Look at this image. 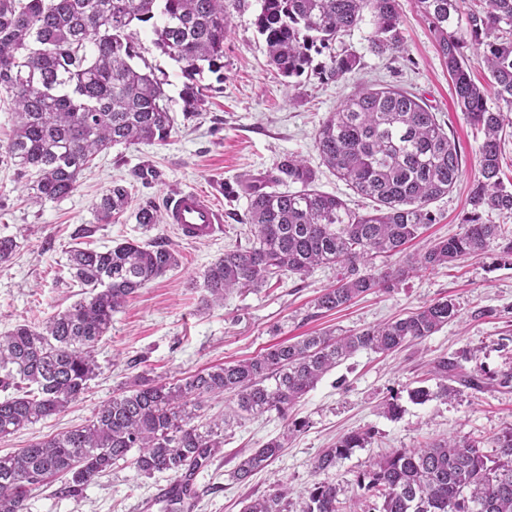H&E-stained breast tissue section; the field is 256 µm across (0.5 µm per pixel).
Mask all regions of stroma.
<instances>
[{"mask_svg": "<svg viewBox=\"0 0 512 512\" xmlns=\"http://www.w3.org/2000/svg\"><path fill=\"white\" fill-rule=\"evenodd\" d=\"M231 28L224 40V71L204 73L205 111L185 118L179 65L153 44L149 25L137 26L140 52L165 81L167 106L175 128L164 142L119 144L100 153L79 178L76 191L59 201L32 204L27 199L30 175L0 161V237H13L18 249L0 266V334L22 323L37 322L68 309L83 293L68 266L74 247L104 250L130 240L160 242L178 250L180 264L140 288L112 316V326L96 347L99 370L87 391L64 412L28 425L0 439V456L82 425L102 402L134 383L158 376L177 381L206 367L244 359L286 338L323 331L347 335L403 317L438 299H449L456 318L422 343L393 353L370 349L325 374L290 411L304 428L287 434V421L276 413L237 419L226 396L202 403V419L229 416L220 452L195 476L194 512H242L248 499L268 493L275 484L288 485V512H303V491L324 481L340 487L342 497L360 494L358 474L379 455L416 448L442 438L488 442L512 426V388L475 391L460 387L449 400L417 403L411 390L436 389L427 376L428 363L439 356L474 354L490 375L512 371V263L491 256L468 258L457 265L421 273L394 288L366 295L339 312L317 313L314 300L335 285L339 271L320 267L300 277L283 276L281 283L231 292L223 304L209 302L203 273L226 249L249 246L253 240L243 218L249 200L242 185L247 178L276 175L285 157H303L316 172V189L336 195L359 213L374 204L355 193L322 163L316 134L330 112L354 91L391 84L420 97L454 139L463 175L455 187L431 205L438 223L422 230L411 248L420 250L435 239L461 232L473 211L470 202L478 181L477 158L483 134L454 103L448 71L434 38L417 15L414 0H399L407 51L391 58L370 49L371 19L363 21L332 51L350 50L360 59L343 79L325 73L328 54L315 56L309 69L288 78L270 65L254 20L261 0H232ZM151 164L155 180H137L136 170ZM129 187L128 210L101 223L94 204L112 183ZM203 192L224 213L221 230L212 239L185 240L174 225L146 228L134 213L144 203L164 208L173 192ZM401 413L385 414L388 400ZM371 430L366 447L353 449L335 468L314 469L318 454L344 433ZM286 436L278 459L245 484L231 473L244 454L270 439ZM168 474L141 475L130 463H119L87 485L81 494L63 492L56 481L32 492L25 512H165L157 495L169 484Z\"/></svg>", "mask_w": 512, "mask_h": 512, "instance_id": "obj_1", "label": "stroma"}]
</instances>
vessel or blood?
<instances>
[{
    "label": "vessel or blood",
    "instance_id": "b4317fda",
    "mask_svg": "<svg viewBox=\"0 0 512 512\" xmlns=\"http://www.w3.org/2000/svg\"><path fill=\"white\" fill-rule=\"evenodd\" d=\"M165 215L167 223L176 225L183 236L194 241L212 238L222 222V215L212 202L194 190L170 196Z\"/></svg>",
    "mask_w": 512,
    "mask_h": 512
}]
</instances>
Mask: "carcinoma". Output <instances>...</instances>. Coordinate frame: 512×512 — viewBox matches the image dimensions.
Listing matches in <instances>:
<instances>
[{
    "label": "carcinoma",
    "mask_w": 512,
    "mask_h": 512,
    "mask_svg": "<svg viewBox=\"0 0 512 512\" xmlns=\"http://www.w3.org/2000/svg\"><path fill=\"white\" fill-rule=\"evenodd\" d=\"M451 79L460 111L481 127V179L473 190L474 212L464 231L439 239L395 268L362 271L371 254L394 256L420 230L437 222L429 205L449 193L462 176L461 155L436 113L419 97L388 85L362 88L323 122L316 148L326 164L358 194L375 203L360 214L335 195L315 188V172L299 156L280 162L279 175L243 185L249 197L245 223L252 246H235L212 262L204 288L223 302L234 288H260L288 273L301 276L319 266H337L336 286L317 297L315 308L340 310L355 299L388 289L418 271L434 270L486 254L504 241L501 258L512 260V237L502 224H485L479 210L512 212V191L500 177L502 136L512 127V0H415ZM372 18L371 51L396 58L405 50L398 0H262L254 24L272 64L286 77L299 76L313 54L363 20ZM160 17L153 43L180 64L184 113L202 111L206 99L198 76L224 70V38L231 26L227 0H0V92L15 125L5 159L35 172L30 200H61L77 188L79 175L102 151L118 144L163 142L175 119L165 103L164 81L139 66L134 26ZM487 71L471 76L470 59ZM359 63L347 51L331 56L329 73L341 79ZM496 101L488 105V99ZM300 185L268 190L271 182ZM130 193L115 184L94 204L99 221L125 209ZM136 223H163L151 204ZM72 277L86 296L40 325L19 324L0 334V387L16 395L0 401V438L63 412L87 389L99 365L95 347L112 326V314L148 282L179 266L162 245L119 243L106 250H69ZM456 315L448 299L347 336L314 333L282 340L256 355L211 366L176 383L146 379L112 395L85 424L0 457V512H24L29 494L65 480L80 493L119 461L142 475L167 472L195 476L224 444L225 420L194 423L201 402L215 394L234 396L236 413L257 416L289 410L329 371L362 349L394 352L422 342ZM438 391L410 392L423 402L451 399L462 386L481 390L492 381L512 386V373L486 378L445 356L430 362ZM368 430L351 431L319 453L317 472L336 467L353 449L364 448ZM492 450L467 438L433 440L376 458L356 476L372 502L361 512H512V427L496 434ZM138 454L129 457L132 449ZM272 439L244 455L232 479L246 483L281 454ZM341 489L316 482L303 492V512H345ZM288 488L249 501L243 512H287Z\"/></svg>",
    "instance_id": "obj_1"
}]
</instances>
